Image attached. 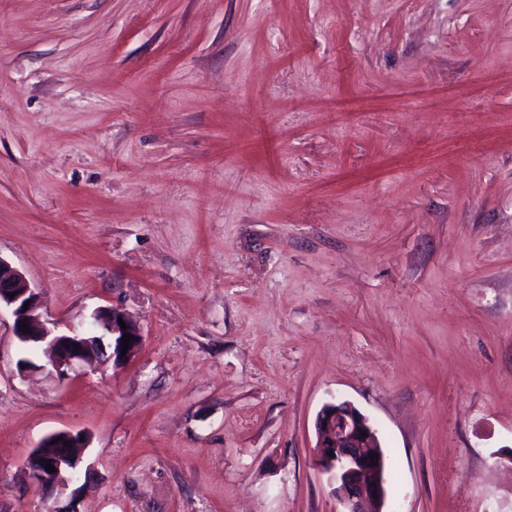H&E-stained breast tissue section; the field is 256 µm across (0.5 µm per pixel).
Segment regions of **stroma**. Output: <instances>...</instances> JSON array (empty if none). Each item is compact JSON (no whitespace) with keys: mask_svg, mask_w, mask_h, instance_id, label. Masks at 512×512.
I'll use <instances>...</instances> for the list:
<instances>
[{"mask_svg":"<svg viewBox=\"0 0 512 512\" xmlns=\"http://www.w3.org/2000/svg\"><path fill=\"white\" fill-rule=\"evenodd\" d=\"M0 258L143 337L61 377L0 313V512H340L342 401L385 512H512V0H0ZM316 426L314 466L335 482L344 507L340 512H385V458L378 430L347 401L324 406ZM360 431L367 436L361 437ZM328 452H333V457ZM370 453L375 454L374 459ZM58 437H62V440L55 444H58L56 448L61 449L56 458L50 462L55 466L56 472L49 473L44 463L39 466L35 461L36 455L34 458L30 457L27 461L26 469L28 470L29 480L40 490L52 488L65 491L70 484L78 480L82 463L80 448H86L87 437L81 431H56L45 436L37 448L49 446L48 443ZM65 442H69V447L64 446Z\"/></svg>","mask_w":512,"mask_h":512,"instance_id":"1","label":"stroma"}]
</instances>
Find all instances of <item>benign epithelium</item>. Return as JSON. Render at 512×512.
Masks as SVG:
<instances>
[{
    "label": "benign epithelium",
    "mask_w": 512,
    "mask_h": 512,
    "mask_svg": "<svg viewBox=\"0 0 512 512\" xmlns=\"http://www.w3.org/2000/svg\"><path fill=\"white\" fill-rule=\"evenodd\" d=\"M14 297H9V294ZM6 309L12 318V336L21 344H34L48 358V364L59 375H66L76 366L95 370L112 359L116 366L126 360L122 356V338L132 335L129 346L137 349L142 335L130 317L117 307H100L91 316V325L102 334H90L74 326L60 331L49 326L38 312L39 296L29 282L9 262L0 258V309ZM27 323L29 331L20 330ZM127 329H122L121 325ZM109 344H104V337ZM318 442L314 466L330 475L336 484V495L344 507L342 512H383L386 499L384 480L385 458L378 430L369 419L347 401L328 404L321 410L317 422ZM367 436H361V432ZM58 440L59 452L51 461L55 472L39 465L35 458L27 461L26 469L31 483L40 490L68 489L78 480L87 437L81 431H56L40 442L48 446ZM69 446H64V443ZM375 458H370V454Z\"/></svg>",
    "instance_id": "benign-epithelium-1"
}]
</instances>
